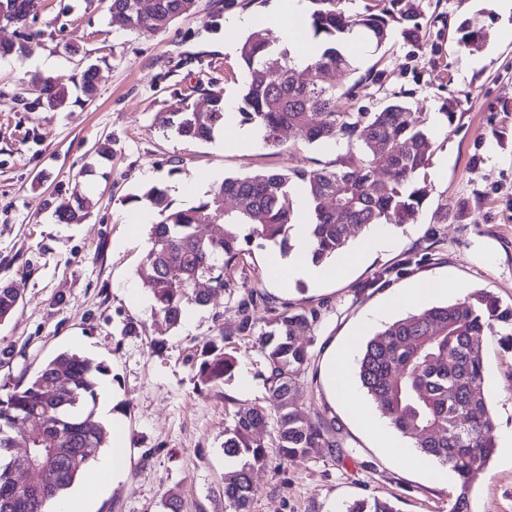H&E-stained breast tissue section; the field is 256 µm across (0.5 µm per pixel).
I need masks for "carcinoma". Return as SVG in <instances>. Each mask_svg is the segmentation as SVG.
Returning a JSON list of instances; mask_svg holds the SVG:
<instances>
[{
	"label": "carcinoma",
	"instance_id": "cac0c4a2",
	"mask_svg": "<svg viewBox=\"0 0 512 512\" xmlns=\"http://www.w3.org/2000/svg\"><path fill=\"white\" fill-rule=\"evenodd\" d=\"M139 0H109V24L122 31L155 33L174 19L195 12L197 0H152L141 12ZM311 30L321 38V56L298 69L290 51L279 48L269 30L257 28L242 42L240 58L249 78L241 95V121L256 123L264 140L276 146L288 128L309 144H346L339 166L260 172L226 177L206 198L190 207H176L166 190L149 188L133 202L147 200L161 217L151 227L152 246L142 273L151 284L155 315L177 326L191 305L205 306L210 291L229 287L228 266L269 244L291 250L295 211L291 189L298 184L308 196L314 215L310 225L313 259L329 262L348 244L351 230L374 225L400 227L416 220L425 199V176L433 143L419 113L392 99L372 110L356 106L382 84L384 71L374 67L340 89L320 79L336 70L355 71L351 55L341 47L345 33L357 31L380 48L392 36L395 23L408 24L409 34L425 36L419 19L421 0H389L378 13L350 15L343 0H315ZM39 0H0V16H35ZM278 52L283 65L272 71L265 57ZM97 68L80 75L83 95L97 91ZM34 101L57 110L65 107L67 86L50 76L36 75L30 83ZM184 95L159 123L183 138L208 141L224 130V94L208 91V108L199 112ZM386 159L391 178L376 176L373 159ZM84 201L66 202L59 218H78ZM221 223L217 236L198 233L202 225ZM259 295L251 290L238 301L234 332L205 341L197 354L196 377L216 386L232 376L234 357L225 345L234 337L253 334L251 306ZM22 295L0 284V322L9 319ZM318 321V311L283 306L273 310L270 330L259 337L264 359L261 373L265 404L240 407L224 438V455L239 460L238 469L224 475L220 491L226 512H248L255 489L253 471L267 459L259 436L274 426L275 447L285 459L306 457L316 448L336 452V421L304 419L294 404V390L310 361L301 333ZM512 323V308L502 307L493 293L474 291L463 299L433 305L386 325L364 343L356 375L368 398L402 435L415 440L420 452L448 466L457 476L450 512H471V495L496 444L491 404L484 386V360L479 336L493 323ZM106 367L78 353L62 352L44 364L23 386L0 397V512H45L46 505L65 492L97 462L109 447L111 428L94 420L98 376ZM24 452H14L16 441ZM345 512H394L385 501L359 499Z\"/></svg>",
	"mask_w": 512,
	"mask_h": 512
}]
</instances>
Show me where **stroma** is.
Here are the masks:
<instances>
[{
  "label": "stroma",
  "mask_w": 512,
  "mask_h": 512,
  "mask_svg": "<svg viewBox=\"0 0 512 512\" xmlns=\"http://www.w3.org/2000/svg\"><path fill=\"white\" fill-rule=\"evenodd\" d=\"M218 0H198L194 14L156 33L117 31L107 0H42L34 34L22 55L0 71V282L22 300L0 323V396L26 384L63 351L103 363L121 398L131 446L126 472L105 484L98 512H165L175 494L183 512H224V430L242 404L262 403V358L255 336L264 332L268 306L316 309L319 319L302 340L310 362L295 392L304 416L335 419L339 453L316 449L281 460L270 451L253 473L250 512H344L348 502L377 497L395 512H449L457 480L429 483L380 447L327 391L330 353L354 334L375 333L368 314L396 290L420 279L464 283L466 291L493 292L512 306V40L498 37L504 17L494 0H422L427 38L417 42L403 26L377 49L353 47L357 68L385 69L374 103L392 98L421 113L434 142L426 170L428 195L415 223L393 228V250L372 256L340 280L281 287L266 273V252L254 250L233 269L230 286L208 307L194 308L191 324L170 328L151 302L128 293L142 283L140 264L151 247L150 228L129 236L130 196L154 186V174L180 182L196 174L247 176L266 170L335 166L344 146L309 145L283 130L277 146L250 152L216 141H190L161 127L157 113L175 94L212 79L238 100L247 78L240 46L249 28L230 30L233 18L262 17L272 0H237L212 21ZM478 19L482 37L456 45L457 29ZM53 58L52 74L69 88L61 112L34 105L28 92L38 63ZM98 70L97 93L85 100L80 74ZM112 142L110 159L95 153ZM81 197V220L60 222V203ZM250 289L266 304L255 307V335L234 340L231 379L197 385L190 360L196 347L233 330L237 302ZM512 326L498 323L480 338L485 385L495 430L512 427ZM163 341L162 350L152 348ZM473 512H512V467L493 457L472 492Z\"/></svg>",
  "instance_id": "35a3bbf8"
}]
</instances>
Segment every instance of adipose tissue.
Wrapping results in <instances>:
<instances>
[{"label":"adipose tissue","mask_w":512,"mask_h":512,"mask_svg":"<svg viewBox=\"0 0 512 512\" xmlns=\"http://www.w3.org/2000/svg\"><path fill=\"white\" fill-rule=\"evenodd\" d=\"M305 10V0H277L274 15H271L269 27L278 29L281 41L291 49L299 63H307L319 56L322 47L319 43L310 41L297 19ZM298 231L293 241L289 255H282L277 248L268 251L266 271L270 279L282 283L305 280L314 283L326 282L339 274L338 268L327 263H315L311 255V242L307 226L311 222V214L305 199H298L295 205ZM357 348L356 340H349L338 355L332 356L329 364L328 391L362 418L364 425L379 439L382 447L388 448L400 455L403 460L414 467L426 471L437 482L443 481L445 470L433 466L429 460L414 452L403 442L391 440L388 426L382 420L371 416L362 400L352 378V363ZM99 418L112 421V453L96 465L98 477L88 482L86 489L74 497L51 501L47 512H90L94 495L103 476L121 480L125 476L123 457L129 446L128 433L116 402L110 398L109 383H101L99 399L96 406Z\"/></svg>","instance_id":"adipose-tissue-1"}]
</instances>
